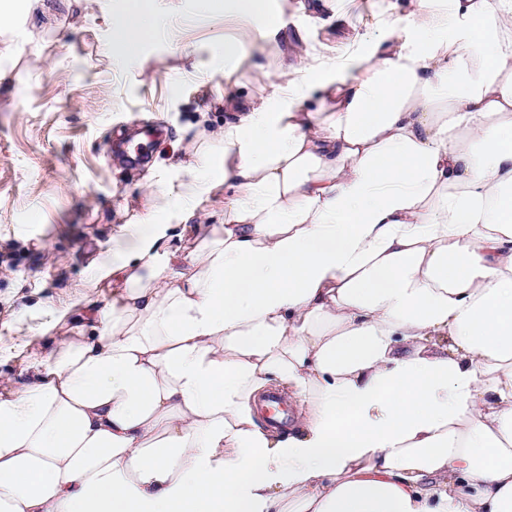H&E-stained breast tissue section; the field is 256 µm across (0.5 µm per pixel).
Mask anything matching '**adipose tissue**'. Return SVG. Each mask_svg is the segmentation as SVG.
Here are the masks:
<instances>
[{"instance_id":"obj_1","label":"adipose tissue","mask_w":512,"mask_h":512,"mask_svg":"<svg viewBox=\"0 0 512 512\" xmlns=\"http://www.w3.org/2000/svg\"><path fill=\"white\" fill-rule=\"evenodd\" d=\"M410 5L226 123L220 234L140 230L0 399V512H512V0Z\"/></svg>"}]
</instances>
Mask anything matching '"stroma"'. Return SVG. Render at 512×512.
<instances>
[{
	"mask_svg": "<svg viewBox=\"0 0 512 512\" xmlns=\"http://www.w3.org/2000/svg\"><path fill=\"white\" fill-rule=\"evenodd\" d=\"M266 2L273 31L237 0H149L167 26L125 56L112 29L131 0H12L0 23V399L29 381L32 358L111 303L106 270L143 225L188 247L191 228L223 223L219 160L194 219L177 222L196 148L295 79L298 57L372 49L406 0ZM140 129L160 137L134 168L114 147Z\"/></svg>",
	"mask_w": 512,
	"mask_h": 512,
	"instance_id": "stroma-1",
	"label": "stroma"
}]
</instances>
